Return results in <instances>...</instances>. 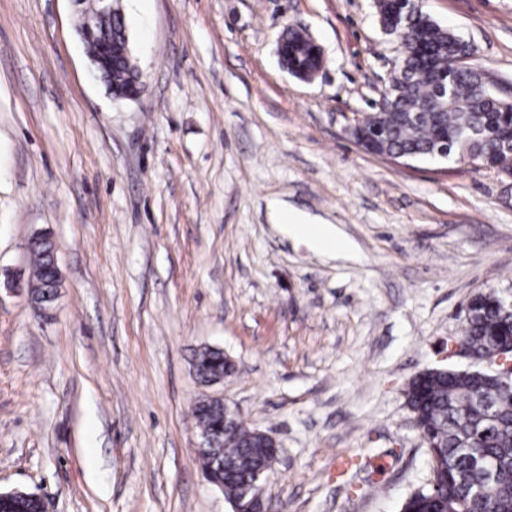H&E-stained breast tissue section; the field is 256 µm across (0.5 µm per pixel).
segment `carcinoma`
<instances>
[{
    "label": "carcinoma",
    "instance_id": "1",
    "mask_svg": "<svg viewBox=\"0 0 512 512\" xmlns=\"http://www.w3.org/2000/svg\"><path fill=\"white\" fill-rule=\"evenodd\" d=\"M384 26L405 36L396 71L382 100L361 125L368 134L356 141L371 153L392 159L422 160L448 148V156L512 177V101L501 98L486 80L473 46L424 12L399 9L395 0H375ZM121 10L98 18L96 37L85 41L87 54L99 56L110 39L112 95L133 90L130 43ZM288 66L315 75L318 48L305 32L287 27L282 35ZM469 57L464 67L451 62ZM49 238L31 248V294L43 297L54 282ZM460 338L478 356L493 357L512 339V308L493 289L466 307ZM197 374L234 370L221 350L203 348L193 359ZM417 429L427 444L432 478L428 489L410 496L402 512H512V385L486 379L479 369L440 367L422 371L406 390ZM194 409L196 427L212 436L215 447L198 449L203 470L222 477L229 501L243 497L259 472L269 473L275 440L235 419L225 423Z\"/></svg>",
    "mask_w": 512,
    "mask_h": 512
}]
</instances>
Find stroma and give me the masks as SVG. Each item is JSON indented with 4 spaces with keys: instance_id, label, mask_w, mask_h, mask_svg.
<instances>
[{
    "instance_id": "35a3bbf8",
    "label": "stroma",
    "mask_w": 512,
    "mask_h": 512,
    "mask_svg": "<svg viewBox=\"0 0 512 512\" xmlns=\"http://www.w3.org/2000/svg\"><path fill=\"white\" fill-rule=\"evenodd\" d=\"M143 90L117 101L72 0H0V490L47 512H233L196 448L221 398L278 456L271 512H401L430 479L405 389L476 294H512L495 171L366 152L400 54L374 0H121ZM512 96V0H422ZM325 65L280 63L284 26ZM291 210L348 244L288 236ZM61 274L27 296L31 237ZM224 350L206 386L191 360Z\"/></svg>"
}]
</instances>
